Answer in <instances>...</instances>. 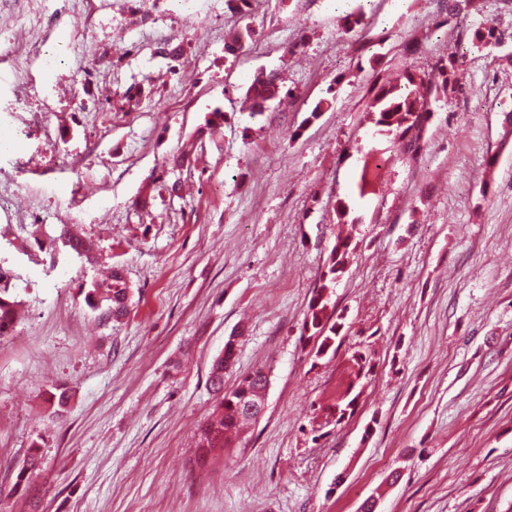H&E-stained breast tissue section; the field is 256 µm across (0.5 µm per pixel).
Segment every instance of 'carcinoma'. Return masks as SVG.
Listing matches in <instances>:
<instances>
[{"label": "carcinoma", "instance_id": "cac0c4a2", "mask_svg": "<svg viewBox=\"0 0 512 512\" xmlns=\"http://www.w3.org/2000/svg\"><path fill=\"white\" fill-rule=\"evenodd\" d=\"M476 3L477 0H448V5L443 8L444 17L432 20L431 25L437 29L447 27L454 30L460 27L467 13L476 8ZM252 33L250 26L242 27L234 34L232 41L225 43V54L237 57L248 39L252 38ZM503 40V35L493 25L479 26L469 36L471 49L479 53L502 50ZM462 63L463 58L450 55L439 59L429 71L407 67L393 83L376 79L367 107L369 122L374 125L375 133L402 143L408 159H417L424 149L427 126L435 108L447 105L456 92L455 73ZM283 94L293 97L291 91H282L274 79L257 75L246 92L252 103V115L265 112L271 102ZM59 240L67 254L91 260V242L71 234L66 227L62 228ZM348 254V242L337 241L329 254L326 269L321 273L320 285L312 291L304 328L309 331L310 337L319 341L318 355L325 353L337 335V322L333 321L334 312L328 310L326 294L336 278L344 272ZM10 288L9 273L0 272V339L14 331L20 306V302L11 297ZM84 300L94 311L107 305L106 312L115 321L125 317L129 305V286L122 271L117 267L112 268L106 287L93 284L85 293ZM236 341L237 334L230 335L224 344V352L211 365L208 381L215 400L207 420L199 429L200 448L211 450L229 447L245 425L258 419V412L250 411V407L260 400L268 384L263 370L247 373L237 380L232 389L224 390V373L234 364ZM69 399V392L63 388L50 393L48 403L52 414L61 416ZM39 469L40 457L34 445L16 475L15 486L27 483Z\"/></svg>", "mask_w": 512, "mask_h": 512}]
</instances>
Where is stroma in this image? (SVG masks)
Masks as SVG:
<instances>
[{"mask_svg":"<svg viewBox=\"0 0 512 512\" xmlns=\"http://www.w3.org/2000/svg\"><path fill=\"white\" fill-rule=\"evenodd\" d=\"M359 8L367 26L347 32ZM435 10L260 0L256 36L231 63L225 0H186L175 17L158 0H103L79 59L111 83L102 100L51 53L74 22L50 26L48 53L24 69L0 57V131L28 130L0 157V186L44 216L72 208L101 250L52 267L32 262L29 236L0 243L23 313L0 341V512H29L33 496L40 512H359L371 496L376 512H512V121L499 108L512 64L426 28ZM164 37L179 60L157 55ZM449 54L464 59L462 91L407 160L373 138L368 88ZM260 72L294 97L254 116L242 101ZM21 81L37 90L25 112L11 97ZM65 87L90 109L70 111ZM217 109L226 120L204 132ZM62 146L84 170L59 164ZM370 148L385 163L363 203ZM340 198L361 223H337ZM346 235L355 249L329 297L342 327L319 356L303 323ZM112 266L133 291L117 322L81 295ZM234 331L224 385L263 367L267 406L203 459L208 373ZM358 354L373 370L355 381ZM56 386L71 392L59 419L46 403ZM349 389L358 399L336 419ZM36 442L42 470L13 491Z\"/></svg>","mask_w":512,"mask_h":512,"instance_id":"obj_1","label":"stroma"}]
</instances>
